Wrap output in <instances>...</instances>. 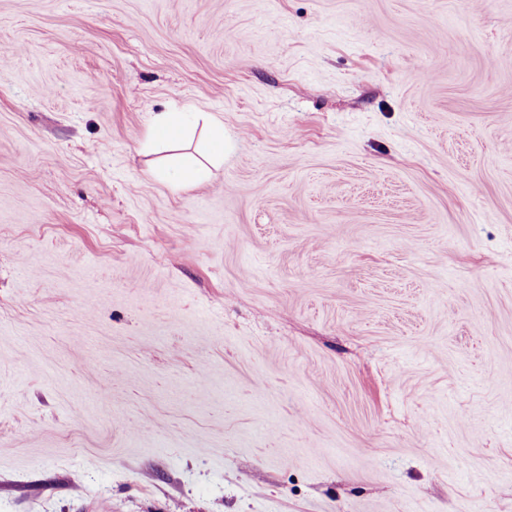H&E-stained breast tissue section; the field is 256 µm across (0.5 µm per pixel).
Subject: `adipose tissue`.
Instances as JSON below:
<instances>
[{
  "mask_svg": "<svg viewBox=\"0 0 512 512\" xmlns=\"http://www.w3.org/2000/svg\"><path fill=\"white\" fill-rule=\"evenodd\" d=\"M225 146L223 124L212 120L204 121L194 155H169L159 174L173 178L181 184L200 181L206 172L207 163L221 159Z\"/></svg>",
  "mask_w": 512,
  "mask_h": 512,
  "instance_id": "1",
  "label": "adipose tissue"
}]
</instances>
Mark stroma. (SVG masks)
Masks as SVG:
<instances>
[{
    "instance_id": "1",
    "label": "stroma",
    "mask_w": 512,
    "mask_h": 512,
    "mask_svg": "<svg viewBox=\"0 0 512 512\" xmlns=\"http://www.w3.org/2000/svg\"><path fill=\"white\" fill-rule=\"evenodd\" d=\"M0 512H512V0H0ZM188 113L161 112L157 115L151 130V142L172 147L189 136L191 127L187 121ZM200 119H203V124L195 147L197 156L169 155L158 171L159 176L171 177L180 184L198 182L206 172L202 159L212 162L223 157L226 146L224 125L202 117Z\"/></svg>"
}]
</instances>
